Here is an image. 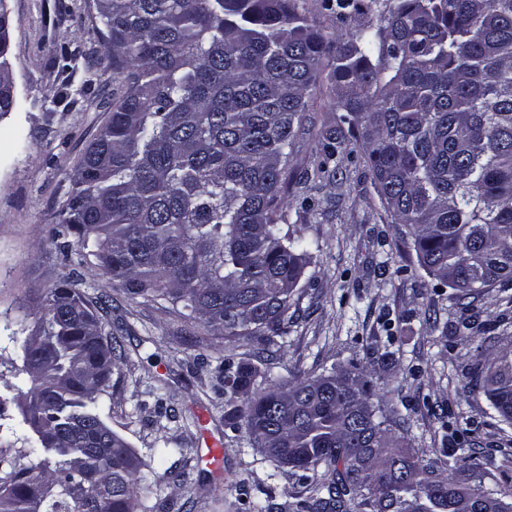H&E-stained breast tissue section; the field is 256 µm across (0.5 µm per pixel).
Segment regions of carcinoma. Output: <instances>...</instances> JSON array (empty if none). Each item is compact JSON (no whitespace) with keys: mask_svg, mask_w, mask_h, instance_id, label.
<instances>
[{"mask_svg":"<svg viewBox=\"0 0 512 512\" xmlns=\"http://www.w3.org/2000/svg\"><path fill=\"white\" fill-rule=\"evenodd\" d=\"M116 92L57 214L130 298L164 300L264 365L224 362V405L252 448L313 472L288 512H512L481 465L412 453L373 401L374 371L271 372L311 253L282 198L323 56L392 223L461 297L512 286V0H390L377 31L333 39L294 0H95ZM23 352L29 387L0 470V512H134L142 462L103 420L116 347L76 288L49 293ZM473 390L512 423V346L476 353ZM322 474H316L318 466ZM459 470L470 480L453 478Z\"/></svg>","mask_w":512,"mask_h":512,"instance_id":"carcinoma-1","label":"carcinoma"}]
</instances>
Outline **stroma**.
<instances>
[{"label": "stroma", "mask_w": 512, "mask_h": 512, "mask_svg": "<svg viewBox=\"0 0 512 512\" xmlns=\"http://www.w3.org/2000/svg\"><path fill=\"white\" fill-rule=\"evenodd\" d=\"M308 23L327 36L359 35L377 27L389 0H360L338 14L328 0H294ZM10 16L7 59L15 105L0 116V328L34 332L47 295L77 282L88 298L111 296L101 318L119 347L99 412L144 464L138 512L161 500L178 512H248L251 497L274 503L304 499L306 482L249 448L244 429L224 420L225 358L248 347H224L162 300L127 297L89 250H59L56 215L72 189L74 169L107 119L100 99L112 94V74L97 60L104 27L94 0H6ZM334 63L324 57L297 137L282 190L288 222L312 241V260L291 310L281 379L312 376L350 364L368 365L384 352L376 388L390 393L403 420L394 424L412 452L445 466L442 451L461 448L483 464L485 488L512 486V426L483 394L468 388L475 352L512 343V288H494L460 303L453 289L419 266L404 225L393 223L373 185L367 162L336 107ZM342 142L336 176L315 178L323 135ZM488 332H459L462 307ZM23 354L0 342V425L21 426ZM224 448V471L203 457L207 437ZM169 449L160 459L156 449Z\"/></svg>", "instance_id": "1"}]
</instances>
